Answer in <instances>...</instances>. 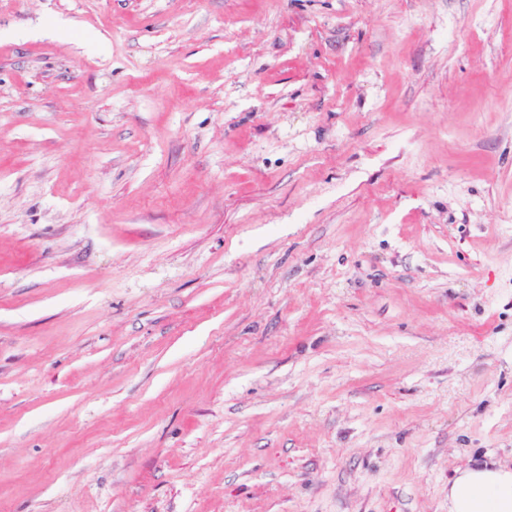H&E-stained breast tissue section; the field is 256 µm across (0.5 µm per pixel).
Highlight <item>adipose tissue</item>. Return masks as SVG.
Masks as SVG:
<instances>
[{
	"label": "adipose tissue",
	"instance_id": "obj_1",
	"mask_svg": "<svg viewBox=\"0 0 512 512\" xmlns=\"http://www.w3.org/2000/svg\"><path fill=\"white\" fill-rule=\"evenodd\" d=\"M448 512H512V471L464 472L448 491Z\"/></svg>",
	"mask_w": 512,
	"mask_h": 512
}]
</instances>
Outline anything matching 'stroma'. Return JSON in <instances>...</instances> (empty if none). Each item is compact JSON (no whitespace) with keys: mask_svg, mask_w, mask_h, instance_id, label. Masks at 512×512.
<instances>
[{"mask_svg":"<svg viewBox=\"0 0 512 512\" xmlns=\"http://www.w3.org/2000/svg\"><path fill=\"white\" fill-rule=\"evenodd\" d=\"M512 468V0H0V512H448Z\"/></svg>","mask_w":512,"mask_h":512,"instance_id":"1","label":"stroma"}]
</instances>
